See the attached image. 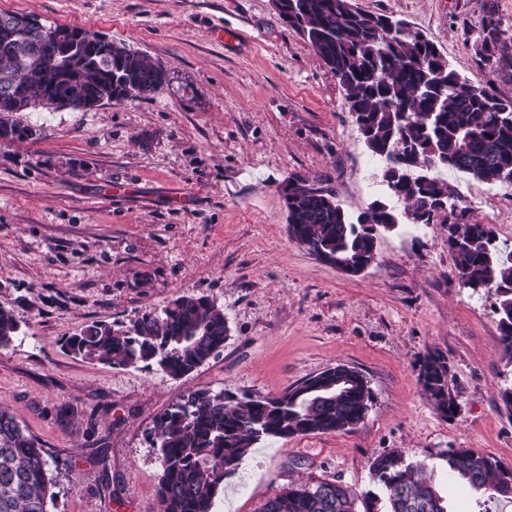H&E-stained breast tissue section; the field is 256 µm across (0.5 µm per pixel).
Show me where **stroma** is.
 Here are the masks:
<instances>
[{
  "instance_id": "35a3bbf8",
  "label": "stroma",
  "mask_w": 512,
  "mask_h": 512,
  "mask_svg": "<svg viewBox=\"0 0 512 512\" xmlns=\"http://www.w3.org/2000/svg\"><path fill=\"white\" fill-rule=\"evenodd\" d=\"M486 0H353L403 21L451 69L484 76L472 44ZM101 34L171 80L148 97L23 113L34 138L0 142V305L19 336L0 347V407L47 453L50 512H162L148 433L190 392L276 396L346 364L374 394L352 431L264 440L224 480L214 512H263L288 488L373 489L372 459L425 463L448 512H479L445 454L474 448L512 465L500 396L512 360L486 297L459 285L442 210L402 222L350 276L293 240L282 188L325 180L358 214L387 198L336 77L272 0H0V12ZM466 219L512 233V185L449 173ZM183 295L224 308L221 353L174 380L156 369L73 357L68 336L127 322ZM444 355L458 407L445 416L419 381Z\"/></svg>"
}]
</instances>
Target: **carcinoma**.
<instances>
[{
  "mask_svg": "<svg viewBox=\"0 0 512 512\" xmlns=\"http://www.w3.org/2000/svg\"><path fill=\"white\" fill-rule=\"evenodd\" d=\"M280 15L301 33L342 85L350 112L384 178L394 180L392 200L371 203L374 224L430 223L428 204L460 200L446 180L423 173L432 161L441 168L496 184L512 183V98L497 94L491 81L473 83L449 69L446 56L409 29L388 33L386 15L355 8L351 0H280ZM494 7L486 11L474 41L489 73L512 62ZM19 13H0V141L36 135L19 114L40 104L78 108L90 101L145 96L168 82V71L146 55L97 34L65 45L61 61L39 52L27 33L9 24ZM321 180L288 177L290 237L330 264L375 256L371 229L331 202ZM449 248L463 288L495 299L501 341L512 358V249L496 244L490 227L477 222L448 225ZM11 308L0 305V346L18 335ZM228 327L224 309L206 296H181L160 310L124 323L94 322L67 341L76 357L112 367L155 365L179 379L218 355ZM419 381L445 415H454L446 357L427 356ZM374 400L364 376L346 365L324 370L276 397L196 390L155 422L150 443L161 462L163 512H213L224 478L267 439L348 431L366 416ZM448 477L460 479L490 501L512 502V484L502 461L472 448H450ZM371 478L383 495L362 494L363 510L339 481L302 485L269 500L264 512H448L423 463L391 451L375 457ZM45 451L14 415L0 409V512H49Z\"/></svg>",
  "mask_w": 512,
  "mask_h": 512,
  "instance_id": "1",
  "label": "carcinoma"
}]
</instances>
